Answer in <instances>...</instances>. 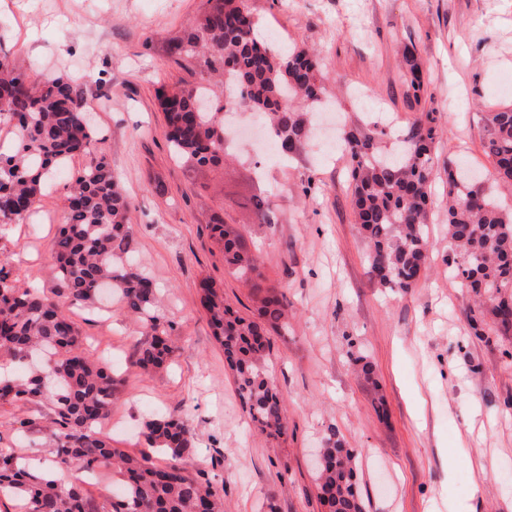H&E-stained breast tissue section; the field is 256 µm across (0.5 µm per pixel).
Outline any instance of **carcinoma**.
Listing matches in <instances>:
<instances>
[{
    "label": "carcinoma",
    "instance_id": "cac0c4a2",
    "mask_svg": "<svg viewBox=\"0 0 512 512\" xmlns=\"http://www.w3.org/2000/svg\"><path fill=\"white\" fill-rule=\"evenodd\" d=\"M198 25L173 42L174 53L198 61L200 79L220 78L236 89L237 105L263 115L281 148L294 151L309 138L306 113L322 100L324 77L314 53L293 47L279 53L258 36L259 23L247 0H207ZM406 78L424 90L422 70L405 50ZM167 140L184 163L218 167L224 162V98L196 109L195 85L159 91ZM0 125L12 130L15 149L0 151V231L27 221L42 191V179L72 157L101 152L90 126L82 88L61 78L36 81L6 54L0 55ZM484 152L496 180L512 184V107L485 115ZM382 130L352 127L341 140L349 155V179L356 223L368 242L366 261L384 288L406 294L416 286L429 258L427 214L438 135L434 112L421 113L386 156L377 146ZM65 222L52 243L58 289L45 295L22 289L0 262V355L23 363L36 354L42 365L22 378L0 375V405L45 403L52 415L49 441L55 466L78 464L87 471L112 465L121 494L100 512H224V502L207 481L188 475L183 461L194 449L185 422L172 415L145 422L149 448L166 457L112 447L100 431L111 414L118 374L93 361L83 349L68 314L71 306L91 307L98 287L112 281L127 312L145 328L138 362L159 368L169 357L174 330L157 305L152 277L128 257L131 200L122 193L105 158L79 171L67 187ZM222 245L224 261L250 281L256 258L239 233L209 225ZM448 238L454 244V277L461 288L486 298L499 329L512 328V214L503 213L469 171L448 168ZM203 306L224 359L233 372L242 405L252 422L271 435L286 430L283 400L269 374L271 343L266 328L288 327V305L274 294L260 307L259 323L240 316L224 296L202 284ZM324 462L317 477L326 512H364L356 482L358 451L336 427L327 428ZM0 495H11L22 512H91L82 486L28 470L23 458L0 448Z\"/></svg>",
    "mask_w": 512,
    "mask_h": 512
}]
</instances>
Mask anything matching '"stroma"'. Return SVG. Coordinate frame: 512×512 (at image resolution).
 <instances>
[{
    "mask_svg": "<svg viewBox=\"0 0 512 512\" xmlns=\"http://www.w3.org/2000/svg\"><path fill=\"white\" fill-rule=\"evenodd\" d=\"M280 49L319 56L325 99L347 126H384L381 150L421 112L439 125L429 205V260L407 294L382 287L365 260L351 208L349 157L315 136L295 153H261L251 141L228 144L220 167L188 168L165 138L158 92L196 82L194 61L176 63L173 38L199 21L206 0H0V51L31 78L100 80L85 87L107 161L134 202L130 251L154 277L173 353L163 368L137 365L146 336L112 299L69 309L91 357L111 358L121 383L112 401L113 447L143 451L144 422L180 417L194 434L188 473L210 480L224 512H322L314 455L328 426L359 449L357 472L367 512H512V486L498 476L512 462V332L472 336L468 298L448 274V164L492 173L483 150L484 114L512 105L497 89L512 74V0H249ZM422 66L425 94L405 82V48ZM72 158L50 174L26 223L0 234V259L19 283L54 293L51 242L65 216V185L96 161ZM259 195L272 221L258 223L237 199ZM234 225L258 255L257 283L228 274L210 237ZM210 281L241 315L257 318L261 297H286L287 330L270 332L271 372L284 400L287 433L273 440L250 423L224 350L201 305ZM367 356L375 381L354 369ZM39 426L17 435L14 412ZM49 411L0 406V448L40 469L53 453Z\"/></svg>",
    "mask_w": 512,
    "mask_h": 512,
    "instance_id": "obj_1",
    "label": "stroma"
}]
</instances>
